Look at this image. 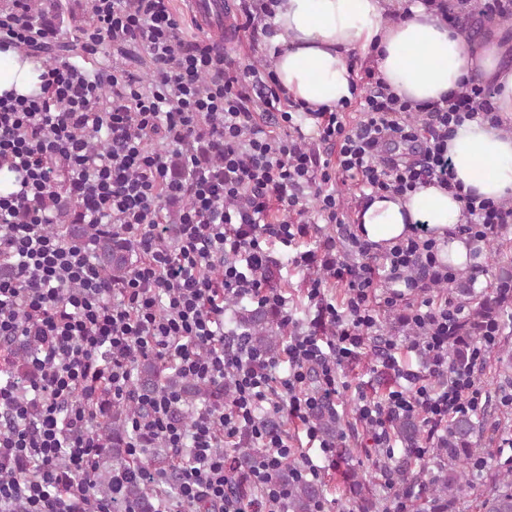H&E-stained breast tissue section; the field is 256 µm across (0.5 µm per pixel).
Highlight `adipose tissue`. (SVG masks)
Returning a JSON list of instances; mask_svg holds the SVG:
<instances>
[{"mask_svg":"<svg viewBox=\"0 0 512 512\" xmlns=\"http://www.w3.org/2000/svg\"><path fill=\"white\" fill-rule=\"evenodd\" d=\"M388 0H279L273 22L280 49L275 72L288 96L318 108H335L350 95L355 77L347 53L372 54L387 86L412 103L438 102L459 90L464 77L496 89L493 105L512 119V42L501 38L465 39L450 30L436 11L414 0L400 19L384 20ZM41 64L10 46L0 47V98H22L37 90ZM455 181L481 199L512 198V133L477 117L465 120L448 141ZM463 203L438 184L399 196L365 202L358 214L364 239L384 247L406 239L415 225H426L448 242L455 268L473 262V246L454 236Z\"/></svg>","mask_w":512,"mask_h":512,"instance_id":"adipose-tissue-1","label":"adipose tissue"}]
</instances>
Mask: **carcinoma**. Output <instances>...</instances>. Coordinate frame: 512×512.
Listing matches in <instances>:
<instances>
[{
    "instance_id": "1",
    "label": "carcinoma",
    "mask_w": 512,
    "mask_h": 512,
    "mask_svg": "<svg viewBox=\"0 0 512 512\" xmlns=\"http://www.w3.org/2000/svg\"><path fill=\"white\" fill-rule=\"evenodd\" d=\"M49 203L59 212L62 223L51 225V230L72 239H79L89 233L85 224L67 223L69 203L58 197L48 198ZM95 250L98 263L104 275L113 285L123 283L132 267L133 246L116 234L95 236ZM474 279L465 273L450 286L448 293L456 295L460 302L469 306L468 315L448 331V350L452 364L458 370L472 367V351L475 343L485 336L488 327L499 324L501 316L512 305V268L500 269L495 282L477 291ZM244 335L224 337L227 347L246 342L268 356L277 354L281 336L269 326L264 310H254L241 317ZM136 382L139 388L149 393L156 388L166 387L178 391L182 402L189 404L201 394L202 388L179 372L163 374L161 368L151 359H143L135 366ZM139 405L106 403L100 409V430L106 450L100 457L98 467L105 468L108 460L117 462L119 467L128 465L127 424L131 417L140 414ZM483 420L478 416L462 412L448 424V431L437 439L432 454L438 459L435 474L421 487L429 512H463L465 498L470 489V463L480 459L483 449L477 447L476 438L483 430ZM390 430L405 450L416 448L422 441V424L414 414L394 418ZM279 481L289 490V512H315L321 500V489L314 482L299 481L294 469L287 465L278 472ZM391 479L396 484L407 485L416 478L411 473L408 460L395 464ZM491 489L479 502V512H512V478L492 476ZM349 490L358 499L360 512H370L373 503L366 493L370 488L358 476L351 475ZM114 512H155L153 495L148 484L132 480L126 484L122 495L114 502Z\"/></svg>"
}]
</instances>
